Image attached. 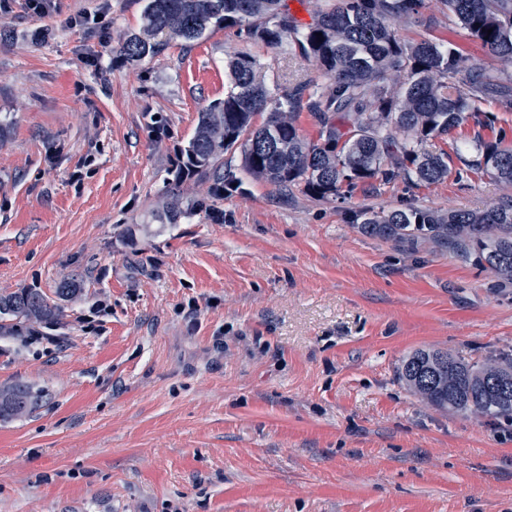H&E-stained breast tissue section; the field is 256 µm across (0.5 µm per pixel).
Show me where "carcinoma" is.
<instances>
[{"instance_id":"1","label":"carcinoma","mask_w":512,"mask_h":512,"mask_svg":"<svg viewBox=\"0 0 512 512\" xmlns=\"http://www.w3.org/2000/svg\"><path fill=\"white\" fill-rule=\"evenodd\" d=\"M460 29L499 61L512 65V0H441ZM429 0H325L308 24H301L288 0H144L142 25L119 41V56L139 63L160 55L173 41L191 43L217 29H233L245 43L290 48L315 66L328 83L307 80L287 90L269 87L268 66L239 53L227 63L230 86L224 98L198 113L183 149L182 170L208 185L215 199L239 190L242 180L224 155H241V168L283 195L298 190L318 201L352 196L401 179L406 187L489 177L512 185V145L503 135L474 141L467 158L436 147L462 125L495 131L497 117L482 109L488 99L512 112V82L474 68L460 50L432 35ZM423 26L427 36L401 40L393 22ZM491 33H486V30ZM314 120L315 137L300 133L296 114ZM266 112L265 122L253 123ZM461 166L452 168L453 161ZM179 200L165 203L160 220L178 223ZM362 233L397 243L446 248L458 258L492 271L499 285L512 287V195L481 211L437 210L411 203L388 211L360 209ZM81 293L63 280L51 293L20 288L0 294V319L15 324H52L62 303ZM444 370L441 384L425 388L421 378ZM398 379L427 404L512 423V387L497 389L488 379L512 378V357L494 362L420 348L397 368ZM48 393L29 382L0 385V421L27 417Z\"/></svg>"}]
</instances>
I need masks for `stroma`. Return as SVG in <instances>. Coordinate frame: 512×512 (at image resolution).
Instances as JSON below:
<instances>
[{
	"instance_id": "35a3bbf8",
	"label": "stroma",
	"mask_w": 512,
	"mask_h": 512,
	"mask_svg": "<svg viewBox=\"0 0 512 512\" xmlns=\"http://www.w3.org/2000/svg\"><path fill=\"white\" fill-rule=\"evenodd\" d=\"M0 9V293L81 294L53 344L0 337V384L45 387L0 422V512H512V424L441 411L396 369L419 348L512 353V288L352 209L476 210L512 187L403 181L340 201L180 179L199 112L247 53L269 81L326 79L219 30L117 58L142 0ZM474 66L512 75L435 12ZM179 194L185 217L157 213Z\"/></svg>"
}]
</instances>
